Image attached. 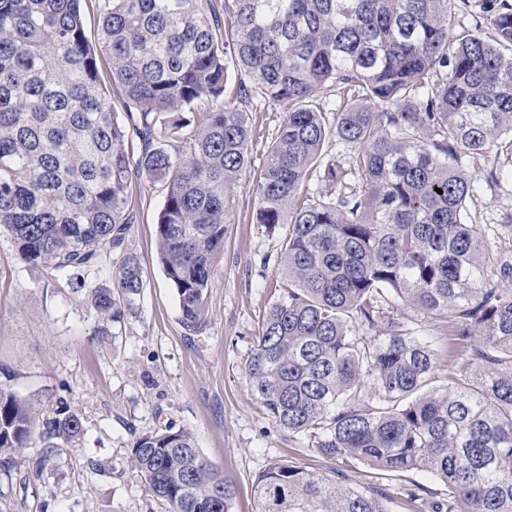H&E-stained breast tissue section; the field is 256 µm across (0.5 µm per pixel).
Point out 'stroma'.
<instances>
[{"label": "stroma", "instance_id": "35a3bbf8", "mask_svg": "<svg viewBox=\"0 0 512 512\" xmlns=\"http://www.w3.org/2000/svg\"><path fill=\"white\" fill-rule=\"evenodd\" d=\"M286 113L262 103L249 114L251 165L239 182L202 333L181 326L157 261L162 184L132 183L128 247L143 268V288L131 315L108 336L96 335L82 295L21 262L9 236H0V386L44 406L66 396L84 421L80 444L54 453L39 479L26 480L19 470L0 479V502L12 512H158L142 490L130 446L135 434L168 425L191 430L202 455L235 489L231 512H256L253 482L276 461L342 472L348 484L381 492L387 512H411L413 485L431 484L423 472L392 474L347 457L312 455L271 423L247 387L243 367L258 323L279 295L282 241L281 232L253 223V188ZM466 170L476 191L465 217L493 253L511 260L512 166L503 165L493 185L476 165Z\"/></svg>", "mask_w": 512, "mask_h": 512}]
</instances>
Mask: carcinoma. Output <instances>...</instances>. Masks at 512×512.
<instances>
[{"label": "carcinoma", "mask_w": 512, "mask_h": 512, "mask_svg": "<svg viewBox=\"0 0 512 512\" xmlns=\"http://www.w3.org/2000/svg\"><path fill=\"white\" fill-rule=\"evenodd\" d=\"M99 2L132 126L99 84L81 0H0V230L20 259L82 293L108 335L143 286L126 241L143 170L166 189L157 255L180 323L201 332L250 162L247 114L257 99L288 106L255 190L254 223L284 234L280 297L244 366L254 399L314 455L427 473L444 490L417 484L411 501L432 512H512V294L495 284L512 262L465 221L475 184L459 166L495 148L512 165V3L485 0V36L478 20L457 27V0H223L228 30L216 0ZM332 85L349 97L338 112L323 101ZM131 134L145 142L134 169ZM331 138L344 152L324 165ZM314 178L327 188L307 197ZM411 312L448 332L437 389L434 342ZM83 435L66 397L36 411L0 388V476L37 478ZM131 461L159 512H230L235 490L190 430L136 436ZM253 490L257 512H386L373 489L285 462Z\"/></svg>", "instance_id": "obj_1"}]
</instances>
